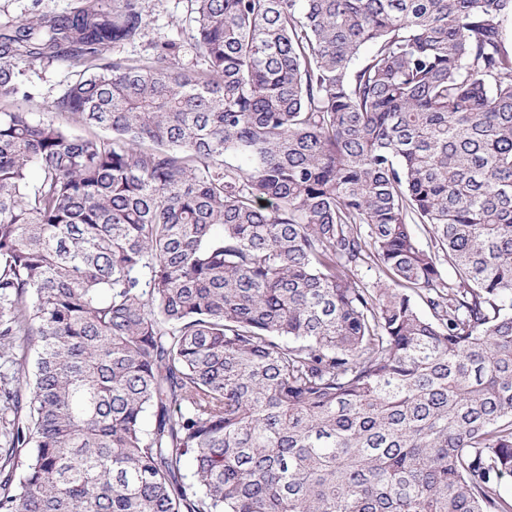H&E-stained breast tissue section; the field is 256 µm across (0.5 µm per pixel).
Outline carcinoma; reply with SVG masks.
<instances>
[{"label": "carcinoma", "mask_w": 512, "mask_h": 512, "mask_svg": "<svg viewBox=\"0 0 512 512\" xmlns=\"http://www.w3.org/2000/svg\"><path fill=\"white\" fill-rule=\"evenodd\" d=\"M190 2L0 27V512H512V0ZM148 16L141 37L132 44H116L107 52L112 58H149L162 51L164 43L178 44L176 62L186 70L204 67L191 37L189 0H148ZM21 81L34 94V99L25 105L38 118L46 102L59 95L78 70L71 60H35L22 68Z\"/></svg>", "instance_id": "carcinoma-1"}]
</instances>
